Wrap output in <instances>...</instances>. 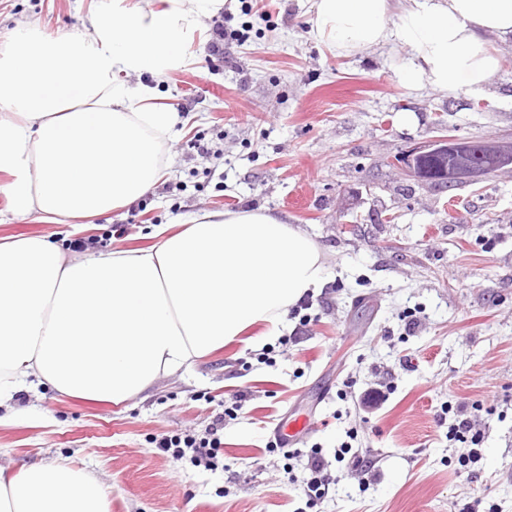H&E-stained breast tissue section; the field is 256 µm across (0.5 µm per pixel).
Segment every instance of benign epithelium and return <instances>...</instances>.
<instances>
[{
    "label": "benign epithelium",
    "instance_id": "7a95c632",
    "mask_svg": "<svg viewBox=\"0 0 512 512\" xmlns=\"http://www.w3.org/2000/svg\"><path fill=\"white\" fill-rule=\"evenodd\" d=\"M495 166L512 170V139H499ZM480 143L441 134L407 147L399 159H391L393 169L419 182L433 185L473 184L493 174V167L477 160Z\"/></svg>",
    "mask_w": 512,
    "mask_h": 512
}]
</instances>
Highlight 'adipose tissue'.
<instances>
[{
    "label": "adipose tissue",
    "mask_w": 512,
    "mask_h": 512,
    "mask_svg": "<svg viewBox=\"0 0 512 512\" xmlns=\"http://www.w3.org/2000/svg\"><path fill=\"white\" fill-rule=\"evenodd\" d=\"M227 3L112 0L79 37L26 25L1 45L0 172L11 177V211L59 224L111 215L152 190L180 115L148 103L188 65L193 30ZM310 34L344 54L406 50L407 86L481 92L503 65L490 39L512 36V0H314ZM154 235L148 248L87 253L0 237V408L38 386L127 401L254 324L282 335L290 308L327 282L314 239L262 209L196 213ZM106 499L95 478L64 464L0 468V512H106Z\"/></svg>",
    "instance_id": "obj_1"
}]
</instances>
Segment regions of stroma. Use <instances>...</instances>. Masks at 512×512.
Listing matches in <instances>:
<instances>
[{
	"instance_id": "obj_1",
	"label": "stroma",
	"mask_w": 512,
	"mask_h": 512,
	"mask_svg": "<svg viewBox=\"0 0 512 512\" xmlns=\"http://www.w3.org/2000/svg\"><path fill=\"white\" fill-rule=\"evenodd\" d=\"M107 0H0V37L29 23L83 33ZM312 0H234L243 31L211 54L212 21L185 45L158 106L183 122L162 147L165 176L143 198L75 231L10 211L0 172V236L47 235L100 250L154 245L156 224L191 213L265 209L319 246L327 284L262 347L233 343L122 404L23 391L0 425V466L63 463L99 479L109 512H512V177L442 187L397 174L390 157L430 140L512 136V39L485 93L447 96L401 80L397 47L340 54L316 42ZM123 235H113V225ZM389 395L364 410L360 393ZM243 407L224 418L225 407ZM476 412L482 458L462 465L449 406ZM313 414L302 451L321 449L339 483L307 507L300 461L270 448L289 411ZM223 418L210 471L161 448ZM370 458L362 477L341 445ZM295 482H287L286 471Z\"/></svg>"
}]
</instances>
